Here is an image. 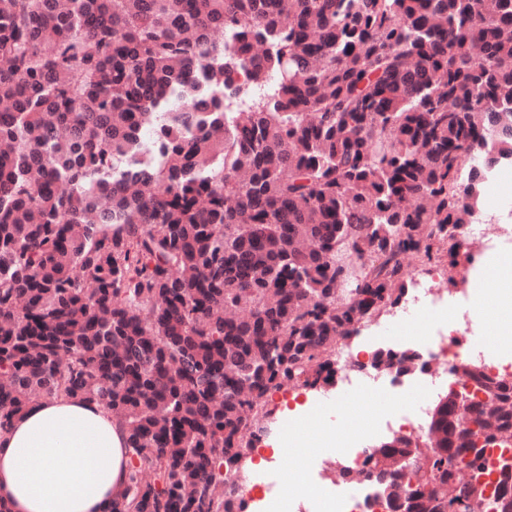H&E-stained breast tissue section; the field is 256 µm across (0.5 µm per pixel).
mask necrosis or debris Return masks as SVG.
<instances>
[{"label": "necrosis or debris", "mask_w": 512, "mask_h": 512, "mask_svg": "<svg viewBox=\"0 0 512 512\" xmlns=\"http://www.w3.org/2000/svg\"><path fill=\"white\" fill-rule=\"evenodd\" d=\"M462 244L470 248L477 264L462 291L463 302H454L447 274L412 278V288L424 301L417 319L391 312L375 324L365 346L345 341L337 345L334 368L342 386L335 398L319 402L289 391L280 420L288 434L272 436L276 443L287 440V456H266L263 466L241 470L232 479L250 512H389L385 494L370 478L378 446L398 441L413 448L427 447L428 423L438 396L450 395L461 406L483 400V392L465 375V368L512 383V269L498 282L499 320H486L480 331L474 328L476 303L488 285L482 270L499 266L512 255V224L483 220L467 225ZM376 382L383 384L387 394L405 395V404L384 411L365 426L332 428V420L343 415L350 401L364 399ZM307 427L319 434V484L326 491L324 498L311 503L299 486L279 490L271 479L286 457L292 458L295 468H306L308 460L298 449ZM506 461L512 462V431L486 445L481 469L456 470L460 482L481 489L484 512H496L501 467Z\"/></svg>", "instance_id": "4bbe7bcc"}]
</instances>
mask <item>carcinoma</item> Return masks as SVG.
Listing matches in <instances>:
<instances>
[{"label":"carcinoma","mask_w":512,"mask_h":512,"mask_svg":"<svg viewBox=\"0 0 512 512\" xmlns=\"http://www.w3.org/2000/svg\"><path fill=\"white\" fill-rule=\"evenodd\" d=\"M154 118L162 155L103 194ZM502 163L512 0H0V430L96 401L131 457L110 512H244L226 476L267 393L331 383L404 254L459 265ZM455 410L434 409L413 512H480L453 469L482 467L484 410ZM411 453L388 446L375 482Z\"/></svg>","instance_id":"cac0c4a2"}]
</instances>
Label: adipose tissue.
<instances>
[{"label": "adipose tissue", "mask_w": 512, "mask_h": 512, "mask_svg": "<svg viewBox=\"0 0 512 512\" xmlns=\"http://www.w3.org/2000/svg\"><path fill=\"white\" fill-rule=\"evenodd\" d=\"M128 460L125 429L102 404L41 399L0 434V498L12 512H109Z\"/></svg>", "instance_id": "adipose-tissue-1"}]
</instances>
